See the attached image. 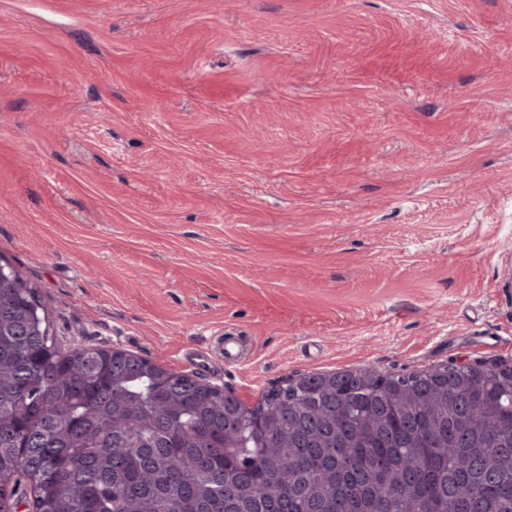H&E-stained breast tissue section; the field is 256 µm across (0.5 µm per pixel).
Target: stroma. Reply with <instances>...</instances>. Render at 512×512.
<instances>
[{
	"label": "stroma",
	"instance_id": "obj_1",
	"mask_svg": "<svg viewBox=\"0 0 512 512\" xmlns=\"http://www.w3.org/2000/svg\"><path fill=\"white\" fill-rule=\"evenodd\" d=\"M511 243L512 0H0V259L63 350L249 407L512 363Z\"/></svg>",
	"mask_w": 512,
	"mask_h": 512
}]
</instances>
